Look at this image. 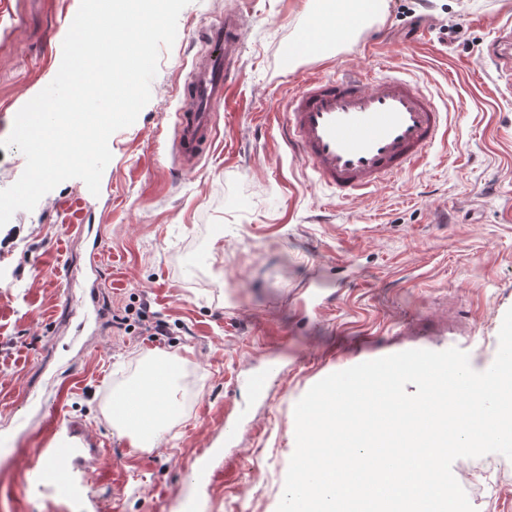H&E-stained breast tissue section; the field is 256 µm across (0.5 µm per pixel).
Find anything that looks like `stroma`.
<instances>
[{"label": "stroma", "mask_w": 512, "mask_h": 512, "mask_svg": "<svg viewBox=\"0 0 512 512\" xmlns=\"http://www.w3.org/2000/svg\"><path fill=\"white\" fill-rule=\"evenodd\" d=\"M80 0H8L0 10V140L56 76ZM242 15L241 80L212 148L190 171L166 152L177 90L202 50L197 33ZM512 0H386L383 19L315 60L285 62L314 25L311 0H190L160 52L151 99L109 139L99 195L69 179L0 228V512H276L295 450L294 407L327 375L381 347L438 334L449 317L474 370L496 357L512 308V89L485 54ZM390 67L448 107L446 141L423 165L354 200L336 199L291 157L266 114L309 66ZM77 224L105 240L111 319L71 348L64 283L85 264ZM320 285L326 308L301 304ZM148 301L161 338L114 319ZM176 355L178 411L160 440L133 447L110 395L154 356ZM263 397L246 378L266 363ZM237 437L224 442V425ZM86 450L71 465L76 501L37 483L57 437Z\"/></svg>", "instance_id": "obj_1"}]
</instances>
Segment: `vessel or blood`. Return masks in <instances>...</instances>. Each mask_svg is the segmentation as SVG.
I'll return each instance as SVG.
<instances>
[{
    "label": "vessel or blood",
    "instance_id": "obj_1",
    "mask_svg": "<svg viewBox=\"0 0 512 512\" xmlns=\"http://www.w3.org/2000/svg\"><path fill=\"white\" fill-rule=\"evenodd\" d=\"M244 27L236 11L202 29L199 40L206 55L195 57L184 85V104L170 154L182 169L194 168L216 136V118L224 106V93L241 73ZM486 53L494 61L498 81L512 86V23H502ZM280 124L283 143L293 158L302 161L316 180L349 200L391 183L416 169L446 137V115L420 83L401 76H377L372 70L329 75L309 73L290 97ZM104 243L92 242L90 269L94 292L91 317L103 313L98 292ZM152 376L143 370L131 389L117 391L112 404L125 420L139 413L135 393ZM49 474L65 487L67 467L79 460L77 449L59 445L50 451Z\"/></svg>",
    "mask_w": 512,
    "mask_h": 512
}]
</instances>
